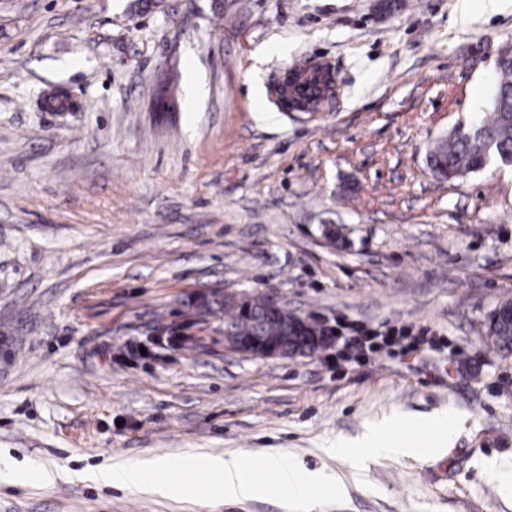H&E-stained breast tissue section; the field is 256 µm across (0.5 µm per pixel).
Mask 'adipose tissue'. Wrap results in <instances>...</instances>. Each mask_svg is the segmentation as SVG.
Wrapping results in <instances>:
<instances>
[{
    "label": "adipose tissue",
    "instance_id": "adipose-tissue-1",
    "mask_svg": "<svg viewBox=\"0 0 512 512\" xmlns=\"http://www.w3.org/2000/svg\"><path fill=\"white\" fill-rule=\"evenodd\" d=\"M179 466L213 475L218 492L236 499L260 495L262 485L256 478L260 472L294 497L305 496L310 488L331 480L325 473L303 470L296 459L287 455L268 456L254 462L240 455L207 453L187 456L179 463L166 457L128 460L98 470L92 478L103 484L121 486L133 494L154 492L166 496L178 489L170 474Z\"/></svg>",
    "mask_w": 512,
    "mask_h": 512
}]
</instances>
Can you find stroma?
<instances>
[{"instance_id":"35a3bbf8","label":"stroma","mask_w":512,"mask_h":512,"mask_svg":"<svg viewBox=\"0 0 512 512\" xmlns=\"http://www.w3.org/2000/svg\"><path fill=\"white\" fill-rule=\"evenodd\" d=\"M512 0H0V512H512V166L451 181L430 146L485 118ZM330 67L320 111L273 102ZM62 88L76 112L47 109ZM334 225L341 242L323 230ZM431 328L457 353L259 359L196 291ZM400 414L417 454L356 465ZM447 415L439 445L424 420ZM285 454L337 485L231 500L87 480L121 460ZM52 482H45L43 474ZM482 328L499 349L512 350V300L495 308L482 322Z\"/></svg>"}]
</instances>
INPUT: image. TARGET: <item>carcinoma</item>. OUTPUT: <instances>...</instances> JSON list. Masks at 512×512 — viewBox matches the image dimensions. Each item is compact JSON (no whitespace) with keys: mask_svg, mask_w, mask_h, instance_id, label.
<instances>
[{"mask_svg":"<svg viewBox=\"0 0 512 512\" xmlns=\"http://www.w3.org/2000/svg\"><path fill=\"white\" fill-rule=\"evenodd\" d=\"M494 68L497 82L488 117L481 122L458 124L427 154V164L440 180H453L478 172L493 160L512 165V65L496 63ZM192 306L200 315L218 309L224 313V328L229 332L236 330L246 337L275 338L289 328L297 341L309 346L320 326L318 322L306 325L284 307L269 314L259 297L239 302L199 298L192 302ZM482 328L485 336L498 348L512 350V300L495 308L482 322Z\"/></svg>","mask_w":512,"mask_h":512,"instance_id":"cac0c4a2","label":"carcinoma"}]
</instances>
